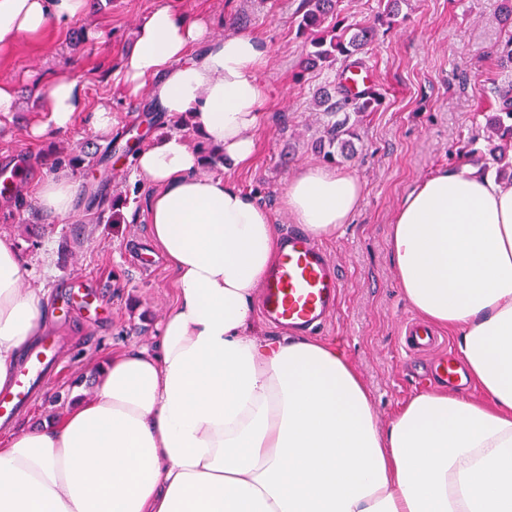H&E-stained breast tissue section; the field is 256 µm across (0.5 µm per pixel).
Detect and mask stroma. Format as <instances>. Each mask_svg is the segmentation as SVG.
I'll list each match as a JSON object with an SVG mask.
<instances>
[{
  "instance_id": "obj_1",
  "label": "stroma",
  "mask_w": 512,
  "mask_h": 512,
  "mask_svg": "<svg viewBox=\"0 0 512 512\" xmlns=\"http://www.w3.org/2000/svg\"><path fill=\"white\" fill-rule=\"evenodd\" d=\"M158 3L87 0L85 14L67 27L22 39L0 56V80L12 83L17 95L16 111L0 116V171L18 164L45 179L55 173L45 157L51 145L103 147L113 138L122 147L136 137L166 135L165 126H151L145 118L150 100H124L113 77L134 45L137 24ZM300 3L182 0L188 12L217 18V35L249 31L265 37L273 49V63L263 75L270 98L255 159L230 177L266 203L281 233L293 223L283 206L291 175L324 161L313 96L338 76L334 69L301 71ZM505 37L497 0H398L394 25L379 29L363 58L377 74L382 101L355 121L352 153L336 158V167L359 178L364 194L353 223L321 242L343 288L335 315L318 336L338 346L354 365L383 424L412 396L442 384L436 357L414 359L400 348L401 328L415 313L395 283L390 224L402 199L429 176L448 167L483 169L484 115L495 106L489 88L499 72L490 50ZM60 73L80 79L89 104L113 100L111 135L95 132L84 112L51 137L32 135L48 79ZM111 167L108 181L99 162L75 174L76 217L47 216L29 191L21 205L0 208V237L19 250L30 282L43 288L45 298L72 280L86 281L95 293L92 302L79 299L47 313L46 328L60 346L57 371L25 409L0 424L1 440L62 415L75 392L91 390L93 370L106 358L132 346L155 347L159 324L173 305V272L150 238L151 189L121 161ZM100 190L111 198L126 197L121 223H97L91 198ZM63 247L69 250L64 257ZM141 258L153 261L152 271L138 266Z\"/></svg>"
}]
</instances>
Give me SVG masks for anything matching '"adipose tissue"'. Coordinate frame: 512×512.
<instances>
[{"label":"adipose tissue","instance_id":"obj_1","mask_svg":"<svg viewBox=\"0 0 512 512\" xmlns=\"http://www.w3.org/2000/svg\"><path fill=\"white\" fill-rule=\"evenodd\" d=\"M87 0H0V51L81 17ZM167 0L139 26L117 70L130 98L189 115L225 174L202 175L178 134L129 161L155 188L150 233L176 275L177 296L154 349L102 362L94 394L60 421L0 444V512H512V184L444 169L409 192L391 223L396 284L430 325L458 337L470 400L421 393L380 424L360 375L335 345L290 333L262 338L261 281L282 246L270 211L229 171L247 166L268 98L272 51L247 33ZM44 135L112 106L89 107L83 84L54 76ZM67 170L35 196L54 217L75 212ZM363 195L348 171L300 168L283 205L312 238L351 223ZM0 238V389L46 326L43 291Z\"/></svg>","mask_w":512,"mask_h":512}]
</instances>
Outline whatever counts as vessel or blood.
<instances>
[{"label":"vessel or blood","instance_id":"b4317fda","mask_svg":"<svg viewBox=\"0 0 512 512\" xmlns=\"http://www.w3.org/2000/svg\"><path fill=\"white\" fill-rule=\"evenodd\" d=\"M342 82L358 96L376 89L374 71L364 65L345 70ZM340 288L336 266L326 251L305 232L292 228L260 285L262 312L272 324L307 332L322 325L335 311ZM402 341L410 354L431 352L439 346L434 334L421 332L414 325L406 326ZM54 355V337H43L39 348L18 366L12 386L0 390V417L14 415Z\"/></svg>","mask_w":512,"mask_h":512}]
</instances>
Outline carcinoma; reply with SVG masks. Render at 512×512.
Here are the masks:
<instances>
[{
	"mask_svg": "<svg viewBox=\"0 0 512 512\" xmlns=\"http://www.w3.org/2000/svg\"><path fill=\"white\" fill-rule=\"evenodd\" d=\"M341 0H303L302 17L299 21L300 33L305 37V53L301 68L305 71L317 68H333L339 61L355 55L365 54L378 33V26L384 18L395 17L394 10L386 15L378 14L360 23H351L343 16ZM497 57L501 81L494 83L493 93L496 107L486 115L485 127L490 132L488 156L496 168V175L512 184V36L503 45L492 49ZM380 94H367L364 99L350 97L342 87L332 84L318 90L314 96V110L323 113L326 143L323 144L324 157L335 159L336 150H345L351 134L352 116L374 109L379 104ZM203 165L214 169L224 165V155L203 143H198ZM93 156L76 148L60 147L54 153L53 165L66 166L76 171L88 165Z\"/></svg>",
	"mask_w": 512,
	"mask_h": 512,
	"instance_id": "cac0c4a2",
	"label": "carcinoma"
}]
</instances>
